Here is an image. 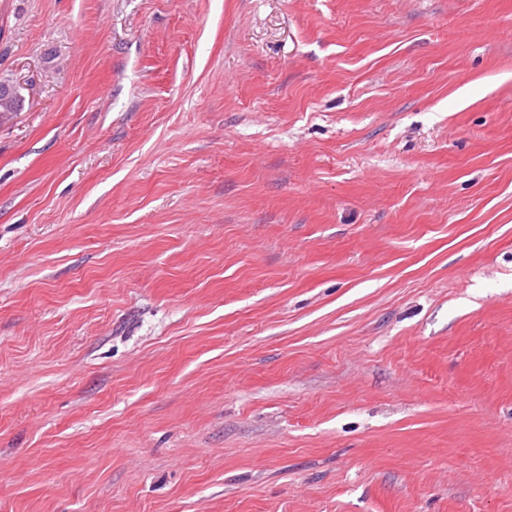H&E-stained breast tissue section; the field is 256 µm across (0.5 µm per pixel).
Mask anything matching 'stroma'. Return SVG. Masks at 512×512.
Wrapping results in <instances>:
<instances>
[{
	"mask_svg": "<svg viewBox=\"0 0 512 512\" xmlns=\"http://www.w3.org/2000/svg\"><path fill=\"white\" fill-rule=\"evenodd\" d=\"M0 512H512V0H0Z\"/></svg>",
	"mask_w": 512,
	"mask_h": 512,
	"instance_id": "1",
	"label": "stroma"
}]
</instances>
